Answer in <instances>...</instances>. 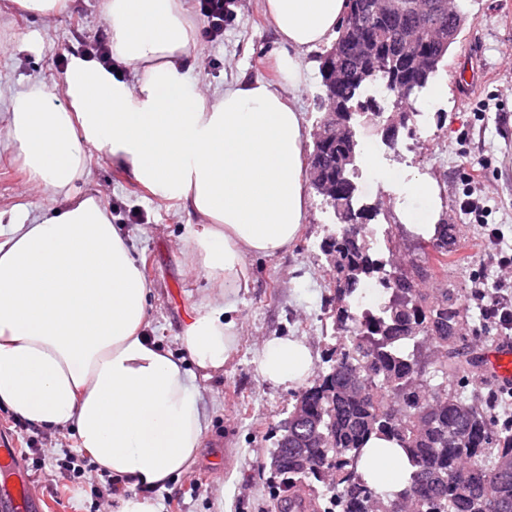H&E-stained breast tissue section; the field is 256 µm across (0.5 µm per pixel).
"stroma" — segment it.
Returning <instances> with one entry per match:
<instances>
[{
	"mask_svg": "<svg viewBox=\"0 0 512 512\" xmlns=\"http://www.w3.org/2000/svg\"><path fill=\"white\" fill-rule=\"evenodd\" d=\"M102 0H77L45 20L17 11L0 0V83L23 87L37 81L61 83L74 48L89 50L110 29L101 16ZM504 0H461L465 22L436 80L443 95L427 91L416 107L425 122L416 137L399 132L395 146L374 137L378 165L374 179L362 182L365 203L384 195L386 180L410 173L436 182L442 199L441 220L459 233L455 263L448 267V285L468 310L461 334L470 351L487 357L501 335L486 321L472 298L475 279H482L487 298H494L501 277L477 229L459 208L462 181L479 170L476 189L486 197L495 224L512 247V10ZM198 31L192 81L208 89L241 75L279 82L276 56L281 49L265 18L262 0H239L235 20L216 41L204 38L205 19L193 15ZM320 51L306 54L308 88L298 101L306 131L320 124L324 110ZM457 70L472 91L460 103L449 73ZM7 128L0 122V210L22 205L30 216L43 218L59 207L51 194L34 193L19 158L6 147ZM89 181L78 194L100 193L113 224L127 232L145 278L153 286L146 331L176 358H185L178 334L195 306L212 286L196 267L186 240L200 221L174 199L154 195L109 156L92 151ZM308 211L301 232L288 252L248 260L249 286L239 292L241 331L223 372L197 384L212 407L209 427L196 463L153 497L162 512H278L279 476L270 456L279 427L295 402L294 390L266 381L260 373L264 340L293 336L305 341L316 367L336 343V300L331 265L322 249L334 237L332 210L314 190H307ZM371 224L379 237L393 242L399 257L431 266L430 255L416 247L417 235L402 224L395 204ZM0 436L12 440L24 475L42 495L40 512H98L96 489L101 476L74 477L62 467L77 453L68 430H32L0 410Z\"/></svg>",
	"mask_w": 512,
	"mask_h": 512,
	"instance_id": "1",
	"label": "stroma"
}]
</instances>
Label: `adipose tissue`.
I'll return each instance as SVG.
<instances>
[{
    "mask_svg": "<svg viewBox=\"0 0 512 512\" xmlns=\"http://www.w3.org/2000/svg\"><path fill=\"white\" fill-rule=\"evenodd\" d=\"M102 10L126 75L75 55L62 95L39 83L7 92L8 147L61 205L35 224L0 211L9 227L0 243V408L34 428L73 431L97 471L130 488L117 512H159L152 491L199 455L209 419L196 380L223 369L237 344L247 260L287 251L304 221L302 55L328 42L345 0H263L287 89L241 77L206 94L190 79L186 0H102ZM95 149L202 219L187 246L217 292L182 327L188 360L146 336L152 290L130 239L101 198L73 192ZM402 191L424 203L403 209V223L435 226L436 184L414 177ZM260 370L297 386L314 359L303 340L276 337ZM406 466L401 448L374 437L358 472L390 491Z\"/></svg>",
    "mask_w": 512,
    "mask_h": 512,
    "instance_id": "adipose-tissue-1",
    "label": "adipose tissue"
}]
</instances>
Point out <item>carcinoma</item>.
Listing matches in <instances>:
<instances>
[{
	"mask_svg": "<svg viewBox=\"0 0 512 512\" xmlns=\"http://www.w3.org/2000/svg\"><path fill=\"white\" fill-rule=\"evenodd\" d=\"M380 4L346 0L337 37L321 56V64L348 75L336 81V91L324 88L325 96L336 100L340 114L351 112L359 121L386 112L366 95L377 82L388 94L417 102L451 48L431 41L427 25L456 26L444 12L420 22L416 0H398L386 17L379 15ZM410 39L418 55L402 62L391 81L385 68L403 55ZM359 40L371 41L375 50L363 69L349 51ZM421 69L428 70L423 81L416 77ZM347 150L340 139L314 145L310 155L324 177L336 179V197L326 205L338 219L357 212L375 218L382 209L361 202L357 165L339 174ZM432 246L438 287L425 291L418 282L432 276L430 270L415 263L409 272L385 270L366 225L324 242L336 272L338 337L326 358L328 369L299 393L301 412L288 424V444L277 442L271 454L286 489L281 500L305 501V512H318L315 499L305 494L318 482L332 491L327 512H512V427L464 392L479 360L462 348L468 313L448 288V225H437ZM376 273L388 300L374 313H352L361 287ZM374 435L406 453L409 477L398 492H380L357 472Z\"/></svg>",
	"mask_w": 512,
	"mask_h": 512,
	"instance_id": "carcinoma-1",
	"label": "carcinoma"
}]
</instances>
